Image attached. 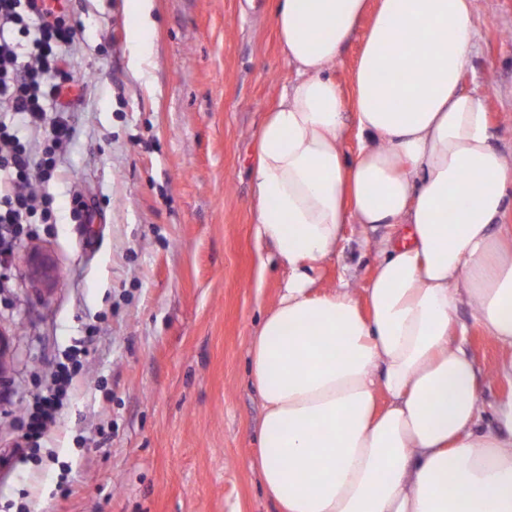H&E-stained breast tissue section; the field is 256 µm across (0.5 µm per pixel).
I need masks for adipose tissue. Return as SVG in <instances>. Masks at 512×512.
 Masks as SVG:
<instances>
[{
    "label": "adipose tissue",
    "mask_w": 512,
    "mask_h": 512,
    "mask_svg": "<svg viewBox=\"0 0 512 512\" xmlns=\"http://www.w3.org/2000/svg\"><path fill=\"white\" fill-rule=\"evenodd\" d=\"M366 9L277 2L296 78L260 130L252 179L255 236L288 279L249 348L257 465L280 512H512V399L486 408L452 344L479 327L512 379V166L485 94L461 86L472 0H377L346 92L331 70ZM348 224L405 234L380 239L366 288L316 292ZM464 299L468 324L454 315ZM489 411L501 429L483 427Z\"/></svg>",
    "instance_id": "obj_1"
}]
</instances>
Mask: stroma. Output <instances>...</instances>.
<instances>
[{"mask_svg":"<svg viewBox=\"0 0 512 512\" xmlns=\"http://www.w3.org/2000/svg\"><path fill=\"white\" fill-rule=\"evenodd\" d=\"M276 0H152L133 64L129 0H69L82 83L58 176L33 183L48 222L0 261V512H277L255 464L263 406L249 346L288 267L253 234L256 136L295 79ZM462 76L489 100L512 165V0H473ZM373 238L347 225L318 291L366 287ZM97 337L35 456L18 450L26 394ZM486 402L512 398L505 352L461 343Z\"/></svg>","mask_w":512,"mask_h":512,"instance_id":"35a3bbf8","label":"stroma"}]
</instances>
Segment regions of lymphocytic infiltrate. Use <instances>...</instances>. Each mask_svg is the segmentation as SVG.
Returning a JSON list of instances; mask_svg holds the SVG:
<instances>
[{
    "label": "lymphocytic infiltrate",
    "instance_id": "obj_1",
    "mask_svg": "<svg viewBox=\"0 0 512 512\" xmlns=\"http://www.w3.org/2000/svg\"><path fill=\"white\" fill-rule=\"evenodd\" d=\"M74 27L59 0H0V107L25 123L44 129L47 141L33 159L13 126L0 122V224L48 218L50 201L27 191L31 182L52 180L56 153L68 142L71 128L61 103L77 81L69 69L68 47ZM82 362L70 354L51 383L35 394L21 418L23 439L39 445L57 418Z\"/></svg>",
    "mask_w": 512,
    "mask_h": 512
}]
</instances>
